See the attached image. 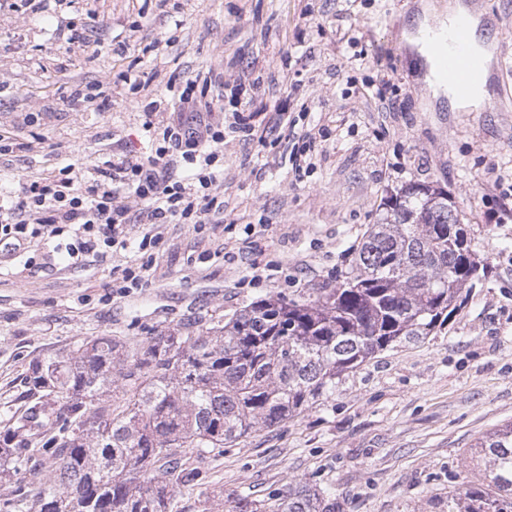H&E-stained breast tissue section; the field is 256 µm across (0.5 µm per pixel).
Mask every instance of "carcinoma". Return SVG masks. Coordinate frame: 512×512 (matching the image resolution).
Listing matches in <instances>:
<instances>
[{
  "label": "carcinoma",
  "instance_id": "carcinoma-1",
  "mask_svg": "<svg viewBox=\"0 0 512 512\" xmlns=\"http://www.w3.org/2000/svg\"><path fill=\"white\" fill-rule=\"evenodd\" d=\"M483 274L448 193L411 184L370 226L353 275L313 298H259L205 328L189 319L129 348L100 336L39 360L37 402L3 435L0 479L38 447L50 480L35 490L15 481L0 512H176L177 487L192 481L185 450L231 448L330 396L378 354L425 342ZM477 447L488 484L449 496L448 512H512V424ZM231 512L338 510L298 484L266 500L237 495Z\"/></svg>",
  "mask_w": 512,
  "mask_h": 512
}]
</instances>
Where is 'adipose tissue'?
I'll list each match as a JSON object with an SVG mask.
<instances>
[{
	"mask_svg": "<svg viewBox=\"0 0 512 512\" xmlns=\"http://www.w3.org/2000/svg\"><path fill=\"white\" fill-rule=\"evenodd\" d=\"M463 14L471 18V50L485 57L490 56L492 40L488 33L481 29L482 14L472 5L466 4L465 0H449L448 5L442 7L433 4L432 0H427L422 6V14L418 17L415 28L402 32L403 38L416 46L424 59L427 67L425 81L433 93H446L447 88L437 76V58L432 50V44L444 29Z\"/></svg>",
	"mask_w": 512,
	"mask_h": 512,
	"instance_id": "1",
	"label": "adipose tissue"
}]
</instances>
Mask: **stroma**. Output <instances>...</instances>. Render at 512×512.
Listing matches in <instances>:
<instances>
[{
	"mask_svg": "<svg viewBox=\"0 0 512 512\" xmlns=\"http://www.w3.org/2000/svg\"><path fill=\"white\" fill-rule=\"evenodd\" d=\"M475 2L496 34L493 98L455 112L431 97L401 38V13L421 0H0V190L155 153L146 113L189 119L178 92L201 69L261 82L224 95L204 123L262 106L291 119L277 144L210 143L223 223L127 224L126 248L72 266L47 240L0 242V432L27 408L36 360L335 285L384 202L425 183L453 198L488 277L429 341L381 353L330 398L224 452L187 451L197 477L177 501L179 512H229L236 495L262 500L301 481L343 512H448L449 491L478 479L476 443L512 423V0ZM74 27L91 48L69 43ZM86 85L94 104H71ZM306 147L312 164L294 171L291 153ZM149 231L158 244L139 250ZM128 267L142 285L123 296L114 282Z\"/></svg>",
	"mask_w": 512,
	"mask_h": 512,
	"instance_id": "obj_1",
	"label": "stroma"
}]
</instances>
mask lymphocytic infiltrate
I'll return each mask as SVG.
<instances>
[{"label": "lymphocytic infiltrate", "mask_w": 512, "mask_h": 512, "mask_svg": "<svg viewBox=\"0 0 512 512\" xmlns=\"http://www.w3.org/2000/svg\"><path fill=\"white\" fill-rule=\"evenodd\" d=\"M162 138L169 149L194 164L191 183L173 179L157 155L109 160L91 176L67 166L54 182L31 181L23 185L18 201L0 204V234L19 241L30 235L53 239L56 252L76 265L88 255L125 247L120 228L137 217L150 224H192L204 229L211 213L224 211L223 203L211 193L215 154L202 143L196 128L183 123L165 124ZM124 191L139 200V213H132L121 201ZM64 224L71 226L73 234L61 243L57 237Z\"/></svg>", "instance_id": "1"}]
</instances>
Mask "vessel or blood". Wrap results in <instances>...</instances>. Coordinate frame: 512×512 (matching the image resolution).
I'll list each match as a JSON object with an SVG mask.
<instances>
[{"mask_svg":"<svg viewBox=\"0 0 512 512\" xmlns=\"http://www.w3.org/2000/svg\"><path fill=\"white\" fill-rule=\"evenodd\" d=\"M470 25L467 19H459L449 31L445 42L435 44L434 52L439 60L438 74L458 98L472 94L471 79L485 69V59L470 50Z\"/></svg>","mask_w":512,"mask_h":512,"instance_id":"vessel-or-blood-1","label":"vessel or blood"}]
</instances>
